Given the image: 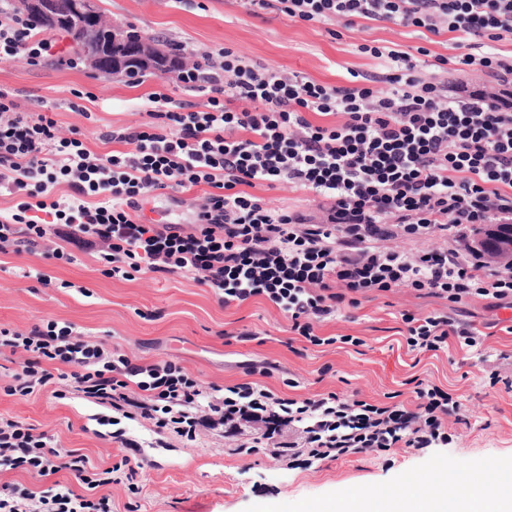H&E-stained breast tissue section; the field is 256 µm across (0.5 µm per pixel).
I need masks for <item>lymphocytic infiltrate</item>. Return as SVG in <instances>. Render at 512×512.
Segmentation results:
<instances>
[{
  "label": "lymphocytic infiltrate",
  "instance_id": "lymphocytic-infiltrate-1",
  "mask_svg": "<svg viewBox=\"0 0 512 512\" xmlns=\"http://www.w3.org/2000/svg\"><path fill=\"white\" fill-rule=\"evenodd\" d=\"M291 20L386 21L458 36L457 64L477 66L501 84L512 81V55L492 46L467 52L469 38L512 36V0H246ZM382 60L385 89L337 86L253 64L229 48L216 61L181 70L178 79L204 101L185 105L155 92L147 119L114 133L127 152L91 153L61 137L53 119L19 111L0 88V189L19 194L0 214V250L19 240L52 243L51 259L72 262L67 245L96 250L105 276L134 279L150 271L193 276L224 307L253 298L272 303L305 342L335 344L319 326L370 292L409 289L451 304L492 298L512 306V261L490 264L484 251L449 246L484 224L512 222V93H465L419 69L412 54L364 44ZM53 61L77 68L81 57L56 49L30 15L0 0V62ZM241 109H234V102ZM324 116L321 124L312 115ZM280 183L329 200L322 221L275 209L250 194ZM68 194L56 195L59 185ZM208 186L193 224H140L131 212L158 190ZM396 237H433L420 251L385 248ZM406 343L418 352L456 344L477 355L480 335L444 313H400ZM25 359L7 395L51 386L52 366L66 367L85 397L119 410L129 405L156 431L193 442L206 430L235 437L242 425L262 433L239 452L291 461L450 444L461 404L415 379V408L378 405L334 392L301 400L256 381L203 388L180 364H140L119 348L86 337L70 322L50 320L27 331L0 328V348ZM0 466L44 478L74 472L84 492L54 483L36 493L0 490V512H112L97 488L132 479L129 457L99 471L77 451L18 420L0 418Z\"/></svg>",
  "mask_w": 512,
  "mask_h": 512
}]
</instances>
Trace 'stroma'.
Here are the masks:
<instances>
[{"label":"stroma","instance_id":"obj_1","mask_svg":"<svg viewBox=\"0 0 512 512\" xmlns=\"http://www.w3.org/2000/svg\"><path fill=\"white\" fill-rule=\"evenodd\" d=\"M106 19L134 28L168 48L184 44L188 62L204 53L230 48L253 63L297 73L329 85H345L351 73L381 74L380 60L361 53V44L431 56H456L452 33L438 35L389 22H296L270 12L250 15L245 0H99ZM0 87L12 91L20 108L49 113L62 134L78 130L84 144L97 153L118 150L105 142V132L141 121L149 94L163 92L175 101L202 103L201 93L185 89L175 74L149 75L131 82L116 74L103 77L88 67L69 69L55 63L29 66L24 59L0 64ZM204 187L160 190L140 202L132 213L142 224H188L204 201ZM253 195L274 208L292 209L321 219L326 200L288 185L253 188ZM73 262L0 252V326L25 330L53 319L75 323L91 338L120 348L142 363L179 362L202 386H232L249 381V365L271 364L264 383L280 396L301 399L319 393L358 395L383 403L389 396L411 407L417 400L411 380L420 377L458 397L463 420L456 424L458 441L444 448L397 449L379 456L349 455L314 461L295 468L264 455L236 453L233 441L210 431L195 442L176 433L162 435L168 452L160 466L144 465L134 482L112 484L103 492L112 512H303L326 504L349 489L369 494L397 485L412 473L418 491L443 469L464 467L475 480L488 470L512 473V390L490 385L489 371L512 379V308L477 299L453 311L485 336L484 366L465 364L456 345L435 353L417 354L405 341L399 313L449 311L445 300L417 297L408 291L372 293L358 308L345 309L320 333L336 337L333 345L313 346L288 330V322L269 302L255 298L238 307H221L210 289L191 277L147 272L135 280L102 275L98 255L73 249ZM50 276L51 286L30 277L29 269ZM257 337L241 341L237 332ZM345 336L361 339L358 347L342 344ZM21 354L0 350V416L14 418L47 432L62 446L77 450L97 468L118 462L129 450L116 442L115 430L144 440L154 427L134 408L117 411L94 403L66 381L27 397L3 391L20 371ZM295 387H288L286 379Z\"/></svg>","mask_w":512,"mask_h":512}]
</instances>
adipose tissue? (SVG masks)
<instances>
[{
    "mask_svg": "<svg viewBox=\"0 0 512 512\" xmlns=\"http://www.w3.org/2000/svg\"><path fill=\"white\" fill-rule=\"evenodd\" d=\"M349 512H512V496L482 488L464 493L437 490L402 497L349 492Z\"/></svg>",
    "mask_w": 512,
    "mask_h": 512,
    "instance_id": "1",
    "label": "adipose tissue"
}]
</instances>
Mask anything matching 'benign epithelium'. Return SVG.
I'll use <instances>...</instances> for the list:
<instances>
[{
	"mask_svg": "<svg viewBox=\"0 0 512 512\" xmlns=\"http://www.w3.org/2000/svg\"><path fill=\"white\" fill-rule=\"evenodd\" d=\"M17 10L42 16L53 25H63L74 34L97 46L88 57L91 72L99 75L118 72L130 62L163 74L170 53L148 39L136 46L129 44L127 33L110 27L104 31L94 25L99 16L96 0H14Z\"/></svg>",
	"mask_w": 512,
	"mask_h": 512,
	"instance_id": "7a95c632",
	"label": "benign epithelium"
}]
</instances>
